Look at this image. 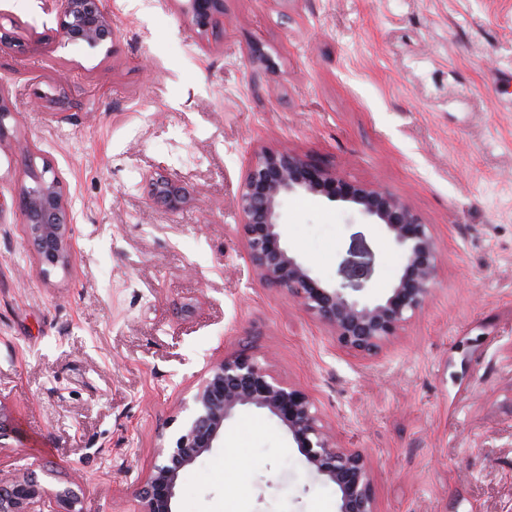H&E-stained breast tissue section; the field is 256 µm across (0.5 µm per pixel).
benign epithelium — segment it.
Returning <instances> with one entry per match:
<instances>
[{"instance_id": "7a95c632", "label": "benign epithelium", "mask_w": 512, "mask_h": 512, "mask_svg": "<svg viewBox=\"0 0 512 512\" xmlns=\"http://www.w3.org/2000/svg\"><path fill=\"white\" fill-rule=\"evenodd\" d=\"M180 13L204 37L224 21V0H174ZM58 19V36L67 43L96 49L117 38L107 0H45ZM14 117L9 91L0 83V148L6 144V120ZM11 149L25 155L27 182L16 204L36 270L46 276L72 260L68 184L53 168H37L34 146L15 140ZM150 200L171 210L185 198L178 180L150 173ZM298 192L355 205L360 214L382 226L386 240L402 258L389 295L370 299L376 272L375 252L357 232L340 262L336 284L321 282L310 266L285 245L279 212L281 198ZM239 226L255 275L288 290L321 322L343 348L377 353L428 301L438 275V246L430 225L404 202L378 189L350 183L335 172L288 150L257 154L240 185ZM241 407L276 418L286 429L310 470L336 486L338 512H377L372 477L364 455L341 448L324 427L309 395L263 366L255 357L227 355L206 367L190 398L181 429L172 440L160 438L149 473L137 485V512H173L180 472L217 447L224 423ZM71 488L48 492L33 476L0 478V512H79Z\"/></svg>"}]
</instances>
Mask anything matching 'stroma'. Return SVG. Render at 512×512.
<instances>
[{
    "label": "stroma",
    "mask_w": 512,
    "mask_h": 512,
    "mask_svg": "<svg viewBox=\"0 0 512 512\" xmlns=\"http://www.w3.org/2000/svg\"><path fill=\"white\" fill-rule=\"evenodd\" d=\"M201 40L173 0H110L114 48L57 39L43 0H0L11 136L65 178L72 261L40 275L0 213V469L134 512L160 436L207 362L245 352L312 399L369 464L378 512H512V0H225ZM286 146L387 191L428 224L425 307L372 356L341 348L248 262L238 190ZM186 189L150 202L145 174ZM284 239L322 282L363 233L367 293L401 260L380 225L307 193ZM275 419L241 408L185 469L174 512H337Z\"/></svg>",
    "instance_id": "obj_1"
}]
</instances>
